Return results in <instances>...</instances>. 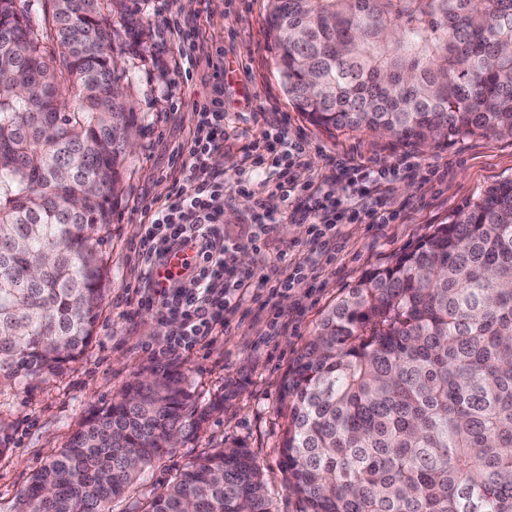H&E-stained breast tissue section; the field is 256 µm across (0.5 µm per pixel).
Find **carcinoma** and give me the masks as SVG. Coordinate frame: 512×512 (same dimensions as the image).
<instances>
[{
  "mask_svg": "<svg viewBox=\"0 0 512 512\" xmlns=\"http://www.w3.org/2000/svg\"><path fill=\"white\" fill-rule=\"evenodd\" d=\"M266 22L285 92L317 126L417 146L512 138V0H268ZM145 39L127 0H37L34 15L0 0V386L34 387L91 342L138 121L118 57ZM43 117L53 135L29 136ZM37 253L49 260L34 273ZM234 395L200 409L178 369L134 378L12 512H110ZM281 397L297 512H512V179L350 288ZM142 512L273 510L237 442L197 456Z\"/></svg>",
  "mask_w": 512,
  "mask_h": 512,
  "instance_id": "cac0c4a2",
  "label": "carcinoma"
}]
</instances>
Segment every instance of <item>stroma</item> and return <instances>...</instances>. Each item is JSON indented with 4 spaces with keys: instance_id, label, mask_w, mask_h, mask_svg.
Masks as SVG:
<instances>
[{
    "instance_id": "obj_1",
    "label": "stroma",
    "mask_w": 512,
    "mask_h": 512,
    "mask_svg": "<svg viewBox=\"0 0 512 512\" xmlns=\"http://www.w3.org/2000/svg\"><path fill=\"white\" fill-rule=\"evenodd\" d=\"M137 7L149 37L141 56L126 57L122 65L140 132L127 162L123 198L101 246L108 273L106 298L83 356L33 390L0 389V512H10L15 496L45 457L67 441L90 411L109 404L137 374L166 368L186 374L199 402H209L231 380L238 383V394L202 431L146 470L125 498L113 502L112 512H140L196 456L233 442L247 444L255 455L274 512H297V501L285 488L281 455L287 422L280 389L284 374L313 336L324 310L349 288L436 225L448 223L480 190L512 178V139L467 136L415 148L368 130L326 131L309 123L284 92L276 45L267 33L265 0H194L189 8L184 0H137ZM173 12L195 26L198 41L210 53L189 79L182 74L180 54L167 29ZM218 94L224 99L227 133L224 190L236 198L224 231L239 242L235 255L240 274L261 278L283 250L304 253L311 238L309 225L295 222L279 228L258 253L245 238L251 202L240 195V187L260 194L266 211L277 218H284L287 210L280 194L266 186L265 171L240 174L234 169L250 151L263 146L273 125H287L290 134L303 136L313 147L308 166L292 171L299 184L325 174L331 155L354 165L382 168L396 167L408 156L446 168L448 176L435 186L417 178H397L392 190L406 202L407 218L382 233L368 221L349 222L347 213L337 210L346 246L335 262L311 275L308 297L299 300L283 292L274 298L276 310L289 322L279 336L266 338L264 323L236 315L212 346L174 356L163 344L170 328L159 323L153 311L141 310L132 321L124 318L125 287L137 278V251L145 232L143 207L168 194L171 150L190 139L199 106Z\"/></svg>"
}]
</instances>
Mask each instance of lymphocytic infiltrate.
Here are the masks:
<instances>
[{
	"label": "lymphocytic infiltrate",
	"mask_w": 512,
	"mask_h": 512,
	"mask_svg": "<svg viewBox=\"0 0 512 512\" xmlns=\"http://www.w3.org/2000/svg\"><path fill=\"white\" fill-rule=\"evenodd\" d=\"M197 132L189 145L177 146L172 165V186L165 199L150 202L149 221L138 261L140 287L134 288L125 311L134 318L140 309L156 310L160 321L174 320L178 327L167 337L169 352L180 355L211 346L241 307L246 279L237 276L233 264L234 245L224 236V210L234 196L224 191V114L201 106ZM421 164L403 160L400 168L354 165L337 157L330 163L331 176H361L372 191H358L348 200L354 218H368L387 226L401 220L403 202L390 194L400 171L417 172ZM326 181H313L295 189L292 180L276 182L284 200L293 201L289 218L313 226L309 248L303 256L270 265L261 281L271 294L305 288L315 266L330 262L344 233L328 218L325 200L331 194ZM187 253L177 272L160 277L170 256ZM191 287H183V279Z\"/></svg>",
	"instance_id": "1"
}]
</instances>
